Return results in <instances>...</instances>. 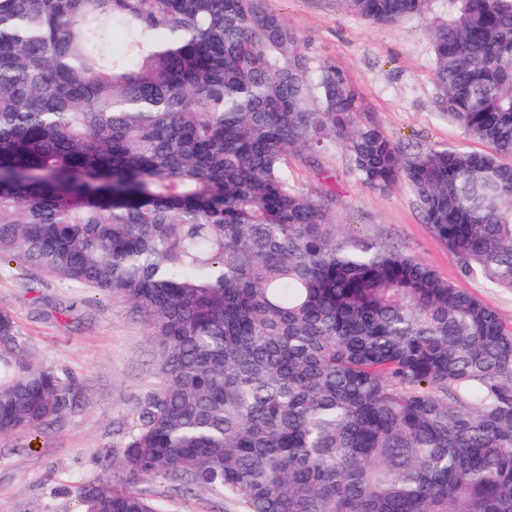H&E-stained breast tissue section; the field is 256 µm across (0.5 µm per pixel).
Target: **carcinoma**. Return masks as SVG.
<instances>
[{
	"instance_id": "1",
	"label": "carcinoma",
	"mask_w": 512,
	"mask_h": 512,
	"mask_svg": "<svg viewBox=\"0 0 512 512\" xmlns=\"http://www.w3.org/2000/svg\"><path fill=\"white\" fill-rule=\"evenodd\" d=\"M374 22L431 0H342ZM441 115L483 152L403 151L259 0H0V263L131 306L156 380L55 489L164 512L148 480L242 512H512V326L376 234H343L295 154L403 184L462 276L512 290V0H448ZM126 34L112 50V30ZM0 309V438L75 406Z\"/></svg>"
}]
</instances>
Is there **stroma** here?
I'll list each match as a JSON object with an SVG mask.
<instances>
[{
    "label": "stroma",
    "instance_id": "35a3bbf8",
    "mask_svg": "<svg viewBox=\"0 0 512 512\" xmlns=\"http://www.w3.org/2000/svg\"><path fill=\"white\" fill-rule=\"evenodd\" d=\"M260 4L297 32L312 65L343 69L375 120L405 149L449 145L482 151L435 105L430 33L447 22V0H434L424 16L395 23L368 22L341 0ZM319 162L334 175L330 210L343 231L379 234L473 292L512 326V292L462 277L403 185L383 191L358 182L333 147ZM0 309L13 315L37 358L67 370L81 387L76 408L48 431L0 441V512H62L66 502L52 497L51 489L102 476L99 452L154 382L155 340L128 305L13 263L0 265ZM154 489L165 495V512H239L228 499L171 493L162 483Z\"/></svg>",
    "mask_w": 512,
    "mask_h": 512
}]
</instances>
